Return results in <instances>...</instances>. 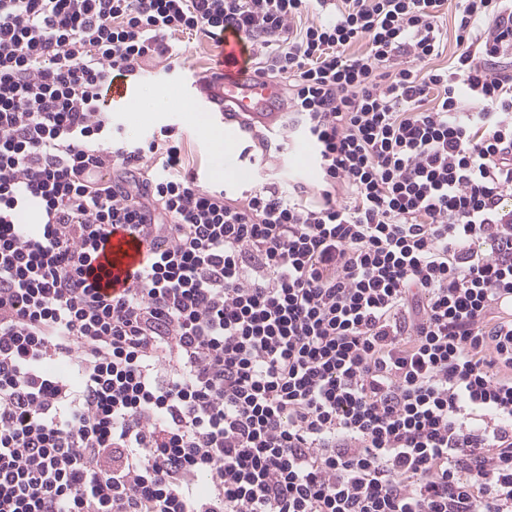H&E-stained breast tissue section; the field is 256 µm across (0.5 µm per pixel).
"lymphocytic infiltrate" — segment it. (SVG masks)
Instances as JSON below:
<instances>
[{
  "label": "lymphocytic infiltrate",
  "instance_id": "obj_1",
  "mask_svg": "<svg viewBox=\"0 0 512 512\" xmlns=\"http://www.w3.org/2000/svg\"><path fill=\"white\" fill-rule=\"evenodd\" d=\"M228 30L316 202L104 107ZM511 51L512 0H0V512H512ZM134 99V83L129 79L112 83L105 94L106 102L114 106L131 105ZM112 248L108 250L106 256L101 255L95 263L105 266L112 270L109 278L101 281L103 288L108 291H119L124 284L127 275L137 269L148 252L156 248L155 244L145 240L140 235L136 226L132 224H122L112 228L111 236ZM112 261V268L110 267Z\"/></svg>",
  "mask_w": 512,
  "mask_h": 512
}]
</instances>
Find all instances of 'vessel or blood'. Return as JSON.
I'll return each instance as SVG.
<instances>
[{"instance_id":"1","label":"vessel or blood","mask_w":512,"mask_h":512,"mask_svg":"<svg viewBox=\"0 0 512 512\" xmlns=\"http://www.w3.org/2000/svg\"><path fill=\"white\" fill-rule=\"evenodd\" d=\"M238 46L233 40L220 45L216 69L204 76L194 75L188 81L174 84L175 111H182L191 97H198L203 108L212 113L224 130L227 140H238L242 133L258 129L276 133L283 129L288 103L279 85L237 62ZM107 103L115 106L132 104L134 83L122 80L112 83L105 94ZM153 245L140 235L136 226L113 227L111 248L100 256L99 263L111 267L112 274L103 286L121 289L128 274L137 269Z\"/></svg>"}]
</instances>
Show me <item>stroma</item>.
Wrapping results in <instances>:
<instances>
[{
  "mask_svg": "<svg viewBox=\"0 0 512 512\" xmlns=\"http://www.w3.org/2000/svg\"><path fill=\"white\" fill-rule=\"evenodd\" d=\"M114 123L129 139L139 140L172 124L184 137L186 153L198 182L206 188L226 189L233 194L254 189L266 182L278 183L282 191L303 184L314 186L318 176L310 151L288 145L287 134L263 137L252 147V160H244L239 149L215 153L203 112H128L115 109Z\"/></svg>",
  "mask_w": 512,
  "mask_h": 512,
  "instance_id": "1",
  "label": "stroma"
}]
</instances>
